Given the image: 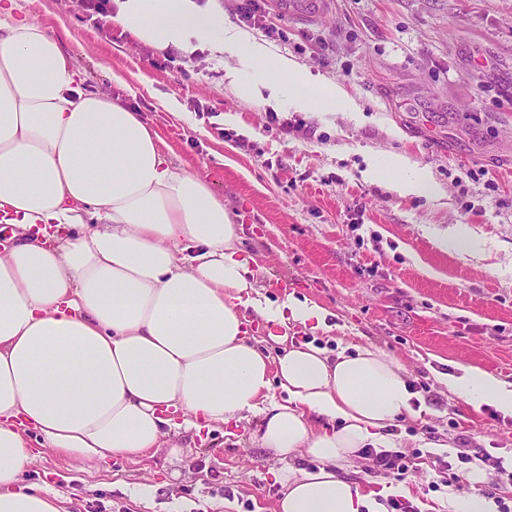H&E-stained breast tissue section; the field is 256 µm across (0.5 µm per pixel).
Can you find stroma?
Listing matches in <instances>:
<instances>
[{"label": "stroma", "mask_w": 512, "mask_h": 512, "mask_svg": "<svg viewBox=\"0 0 512 512\" xmlns=\"http://www.w3.org/2000/svg\"><path fill=\"white\" fill-rule=\"evenodd\" d=\"M18 2L62 40L87 90L140 112L176 165L207 178L259 259L264 295L324 308L325 328L290 325L289 341L332 356L372 345L404 366L426 404L397 430L416 472L399 480L361 458L339 476L415 512L472 494L512 506V416L440 380L460 363L512 382V0H323L313 17L264 0L270 46L342 87L354 107L340 111L284 92L273 108L240 96L232 48L161 51L105 16L79 21L74 0ZM166 97L183 117L160 107ZM392 156L428 173L437 193L395 190L382 172ZM459 232L471 248H441ZM259 422L173 433L176 458L163 447L93 465L47 451L27 481L58 493L65 512H272L277 462L253 443ZM473 448L504 460L505 474L486 464L471 483L458 454Z\"/></svg>", "instance_id": "1"}]
</instances>
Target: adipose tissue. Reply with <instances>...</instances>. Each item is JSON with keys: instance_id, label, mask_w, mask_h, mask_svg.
<instances>
[{"instance_id": "1", "label": "adipose tissue", "mask_w": 512, "mask_h": 512, "mask_svg": "<svg viewBox=\"0 0 512 512\" xmlns=\"http://www.w3.org/2000/svg\"><path fill=\"white\" fill-rule=\"evenodd\" d=\"M17 7L0 0V223L20 234L0 252V512H61L57 496L25 482L41 449L135 459L175 428L257 410L254 441L279 462L275 512H383L336 469L392 447L393 427L414 415L404 367L373 346L331 357L303 343L273 359L252 344V317L314 331L326 312L259 300L252 258L207 179L176 167L140 113L86 90L60 40ZM108 20L159 50L191 51L223 30L297 102L350 105L197 0H116ZM442 380L512 416V383L495 374L461 365ZM275 384L283 401L269 398ZM303 453L317 470L293 466Z\"/></svg>"}]
</instances>
